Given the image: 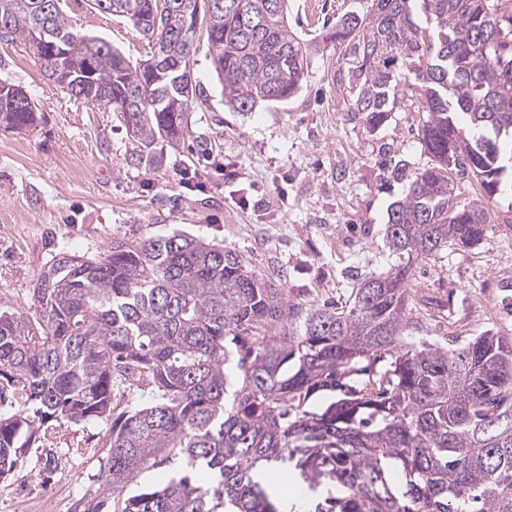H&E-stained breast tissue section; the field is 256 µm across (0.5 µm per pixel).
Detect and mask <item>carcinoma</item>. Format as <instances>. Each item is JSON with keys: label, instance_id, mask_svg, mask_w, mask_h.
<instances>
[{"label": "carcinoma", "instance_id": "1", "mask_svg": "<svg viewBox=\"0 0 512 512\" xmlns=\"http://www.w3.org/2000/svg\"><path fill=\"white\" fill-rule=\"evenodd\" d=\"M163 41L167 66L132 63L78 31L60 0H0V38L68 37L53 65L66 94L110 104L136 91L133 133L148 147L184 140L193 97L191 55L209 46L225 103L249 112L295 97L308 49L288 25V0H91ZM370 0L324 34L349 48L348 111L371 127L420 90L418 140L429 158L392 174L405 183L387 212L389 270L356 280L336 303L287 299L236 250L182 231L114 238L104 252L45 264L33 308L0 305V477L50 422L112 419L101 496L81 512H284L264 480L286 468L309 512H512V338L486 330L448 347L415 336L412 269L421 258L483 242L489 207L512 194V0ZM38 120L30 96L0 94V124ZM460 161L448 168V158ZM482 198L456 199L454 172ZM384 367L377 371L376 364ZM364 379L348 386L341 379ZM151 389L154 402L119 409L116 392ZM340 391L319 412L320 391ZM185 463L156 488L124 496L138 474Z\"/></svg>", "mask_w": 512, "mask_h": 512}]
</instances>
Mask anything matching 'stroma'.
Listing matches in <instances>:
<instances>
[{
	"label": "stroma",
	"mask_w": 512,
	"mask_h": 512,
	"mask_svg": "<svg viewBox=\"0 0 512 512\" xmlns=\"http://www.w3.org/2000/svg\"><path fill=\"white\" fill-rule=\"evenodd\" d=\"M369 0H289L288 23L308 43V75L284 103L235 112L224 101L206 42L190 63L200 90L188 111L192 139L207 159L155 142L139 149L121 113L69 99L47 79L28 46L0 39V79L22 86L39 119L0 130V299L30 307L45 264L61 252L94 256L115 237L180 230L235 248L249 268L275 279L288 297L344 301L357 277L394 264L384 245L387 210L402 194L391 159L426 163L419 113L401 108L373 130L348 111L352 94L337 84L349 65L344 45L323 40L343 15ZM80 32L98 36L131 62L151 46L124 19L91 0H63ZM141 152L131 165L132 152ZM486 240L417 263V307L428 309L421 335L445 340L493 330L512 337V223L490 211ZM105 420L52 424L10 475L0 478V512H74L100 492Z\"/></svg>",
	"instance_id": "obj_1"
}]
</instances>
